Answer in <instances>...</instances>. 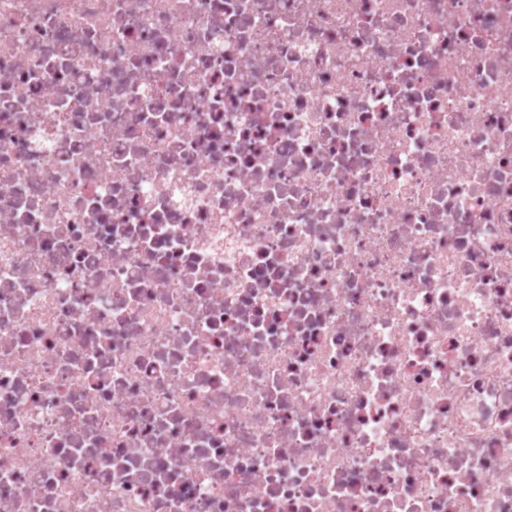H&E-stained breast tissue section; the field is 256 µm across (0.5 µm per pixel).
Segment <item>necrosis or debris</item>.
I'll return each instance as SVG.
<instances>
[{
	"label": "necrosis or debris",
	"instance_id": "obj_1",
	"mask_svg": "<svg viewBox=\"0 0 512 512\" xmlns=\"http://www.w3.org/2000/svg\"><path fill=\"white\" fill-rule=\"evenodd\" d=\"M0 512H512V0H0Z\"/></svg>",
	"mask_w": 512,
	"mask_h": 512
}]
</instances>
